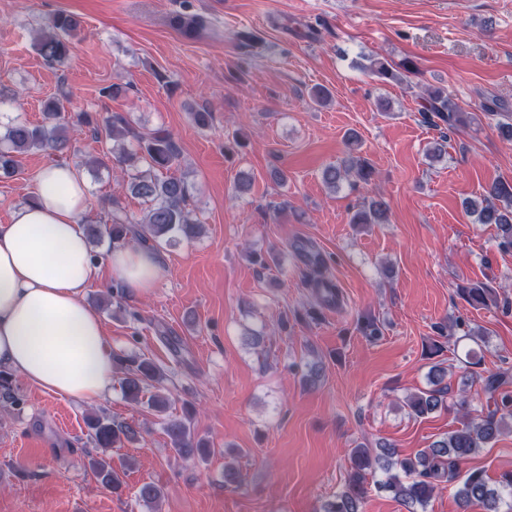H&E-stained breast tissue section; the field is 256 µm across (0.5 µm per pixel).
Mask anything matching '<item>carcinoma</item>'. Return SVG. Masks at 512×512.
<instances>
[{
	"label": "carcinoma",
	"instance_id": "carcinoma-1",
	"mask_svg": "<svg viewBox=\"0 0 512 512\" xmlns=\"http://www.w3.org/2000/svg\"><path fill=\"white\" fill-rule=\"evenodd\" d=\"M173 26L185 37H196L203 28V21L197 16H177ZM79 21L68 13L53 16L47 27L36 38L35 49L50 65L63 64L70 55L73 40L78 36ZM370 71L379 79L397 80L399 75L392 66L381 59L371 62ZM62 99L53 98L45 106L46 123L33 125L25 122H10L0 134V177L15 174L19 156L29 152H45L49 155L61 153L69 141V122L64 120ZM424 111L431 112L453 128L464 123L460 110L451 101L447 91L436 88L428 91ZM106 132L112 146L108 154L120 164L133 167L130 178L131 193L149 204L141 220L131 219L117 203L107 219L91 224L87 228L90 237L108 239L112 247L128 245L133 241L142 246L154 248L161 240H191L201 233L202 222L191 207L192 185L186 175L163 177L160 172L180 166V152L172 136L163 129L144 135L135 132L120 115H111L105 121ZM374 177V170L359 159H350L342 166H328L322 171V180L336 189L342 182L354 188L367 184ZM471 213L477 215L481 224H494L498 229V247L512 249V182L495 180L485 190L483 198L470 204ZM388 208L381 199L363 203L352 215L353 224H384ZM316 275L314 287L320 289L322 298L331 301L333 290L324 287L321 268L325 259L319 255L310 258ZM460 293L477 307H487L495 302L489 288H463ZM116 369L124 371L121 387L129 401L139 403L144 391L162 379L160 367L145 355L131 354L116 357ZM445 373L440 367L432 366L430 383L433 388L413 395L408 408L410 413L422 417L447 406L450 388L444 383ZM480 380L483 393L492 399L494 408L461 422V426L446 436L434 441L430 448L416 457H400L396 448L388 443L379 445L378 451L355 448L350 454L351 470L345 487L327 501L322 512H360V506L368 491V476L380 469L386 478L379 487L389 490L393 497L402 502L408 512H416L415 506L426 505L440 485L459 482L455 497L463 512L473 506L483 512H499V503L512 500V469L491 479L480 469L462 471L465 463L479 449L495 442L504 429L512 423V393L504 389L505 374L490 373L475 376V372L463 373V387ZM0 400L19 405L13 375L0 371ZM192 409L185 405L181 418L168 419L164 429L171 440L177 456L183 460L204 457L211 449L205 442L191 433ZM88 426L94 431L96 447L107 452L121 446L125 440L139 437V428L127 423L116 422L106 415L93 414L87 417ZM89 466L101 485L111 491L121 488L123 481L105 457L89 459Z\"/></svg>",
	"mask_w": 512,
	"mask_h": 512
}]
</instances>
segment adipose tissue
<instances>
[{
  "instance_id": "adipose-tissue-1",
  "label": "adipose tissue",
  "mask_w": 512,
  "mask_h": 512,
  "mask_svg": "<svg viewBox=\"0 0 512 512\" xmlns=\"http://www.w3.org/2000/svg\"><path fill=\"white\" fill-rule=\"evenodd\" d=\"M91 196L78 167L50 163L32 200L0 224V369L29 385L82 403L112 394V340L85 300L102 268L124 294L153 287L161 257L145 248L118 247L105 265L91 258L78 219Z\"/></svg>"
}]
</instances>
